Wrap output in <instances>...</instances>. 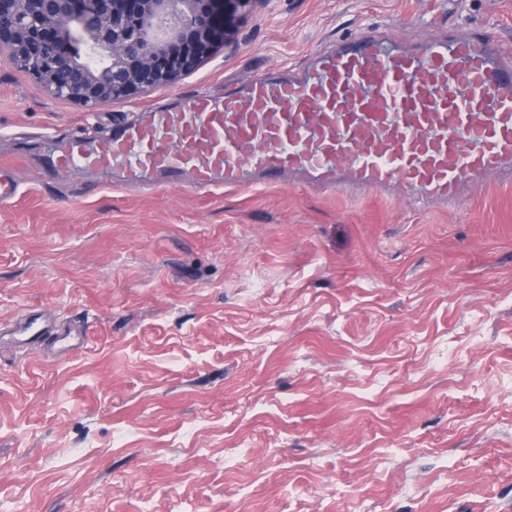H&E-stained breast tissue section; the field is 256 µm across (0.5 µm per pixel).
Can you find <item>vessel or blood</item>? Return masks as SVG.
Instances as JSON below:
<instances>
[{
  "label": "vessel or blood",
  "instance_id": "1",
  "mask_svg": "<svg viewBox=\"0 0 512 512\" xmlns=\"http://www.w3.org/2000/svg\"><path fill=\"white\" fill-rule=\"evenodd\" d=\"M59 174L110 172L113 183L195 192L252 189L296 176L320 190L456 206L486 177L512 186V47L483 32H448L407 47L357 32L296 75L267 72L149 107L96 140L51 154ZM17 334L82 339L29 314Z\"/></svg>",
  "mask_w": 512,
  "mask_h": 512
}]
</instances>
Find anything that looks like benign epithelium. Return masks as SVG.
Instances as JSON below:
<instances>
[{"label":"benign epithelium","instance_id":"7a95c632","mask_svg":"<svg viewBox=\"0 0 512 512\" xmlns=\"http://www.w3.org/2000/svg\"><path fill=\"white\" fill-rule=\"evenodd\" d=\"M269 0H0V51L88 111L174 85Z\"/></svg>","mask_w":512,"mask_h":512}]
</instances>
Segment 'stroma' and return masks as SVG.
I'll use <instances>...</instances> for the list:
<instances>
[{
  "mask_svg": "<svg viewBox=\"0 0 512 512\" xmlns=\"http://www.w3.org/2000/svg\"><path fill=\"white\" fill-rule=\"evenodd\" d=\"M450 28L512 42V0H269L173 89L92 112L0 51V512H512V188L127 190L40 147ZM28 313L83 348L19 341Z\"/></svg>",
  "mask_w": 512,
  "mask_h": 512,
  "instance_id": "35a3bbf8",
  "label": "stroma"
}]
</instances>
